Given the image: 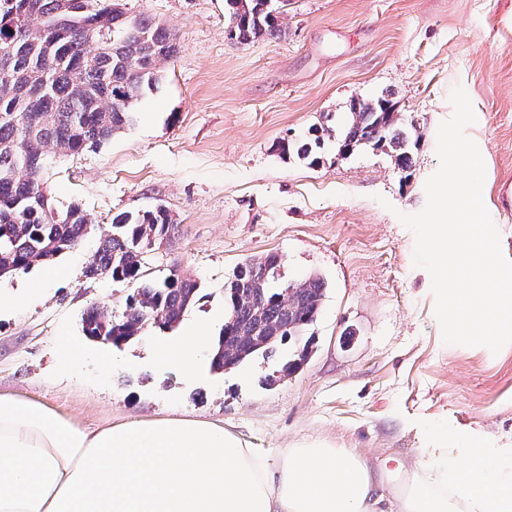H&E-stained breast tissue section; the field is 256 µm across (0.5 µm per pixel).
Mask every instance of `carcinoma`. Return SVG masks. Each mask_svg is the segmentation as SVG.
Wrapping results in <instances>:
<instances>
[{"instance_id": "cac0c4a2", "label": "carcinoma", "mask_w": 512, "mask_h": 512, "mask_svg": "<svg viewBox=\"0 0 512 512\" xmlns=\"http://www.w3.org/2000/svg\"><path fill=\"white\" fill-rule=\"evenodd\" d=\"M79 13L61 12V0H0V269L5 277L30 272L59 258L88 233L89 220L77 204L62 209L47 194L43 171L49 154L75 155L96 148L129 127L135 106L163 79L160 64L176 51L175 36L146 17H132L115 3L75 0ZM228 35L246 43L281 32L279 14L267 0H224ZM339 151L357 147L387 149L396 165L410 168L420 136L405 127L397 103L387 96L354 99L350 121L340 132L324 123L309 130L296 146L298 157L316 165L330 138ZM175 225L163 206L112 217L86 276L108 274L136 285L120 315L105 306L90 307L82 318L86 337L98 340L113 324L126 332L123 344L143 327L175 329L198 301L200 285L178 268L159 281L145 278L148 240L172 238ZM283 259L277 254L238 265L224 282L227 320L216 336L211 369L235 368L258 354L268 355L285 342L312 349L306 335L316 321L325 281L310 276L281 282ZM244 336L240 353L224 360L228 327ZM275 335L256 349L251 337Z\"/></svg>"}]
</instances>
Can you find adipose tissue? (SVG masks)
Listing matches in <instances>:
<instances>
[{
  "label": "adipose tissue",
  "mask_w": 512,
  "mask_h": 512,
  "mask_svg": "<svg viewBox=\"0 0 512 512\" xmlns=\"http://www.w3.org/2000/svg\"><path fill=\"white\" fill-rule=\"evenodd\" d=\"M212 343L205 325L191 326L156 351L155 366L192 376ZM427 426L435 443L399 512H512V448ZM390 474L323 442L282 449L273 463L197 419L86 430L0 393V512H378Z\"/></svg>",
  "instance_id": "obj_1"
}]
</instances>
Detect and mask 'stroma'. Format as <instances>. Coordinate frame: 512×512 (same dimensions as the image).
<instances>
[{"instance_id": "35a3bbf8", "label": "stroma", "mask_w": 512, "mask_h": 512, "mask_svg": "<svg viewBox=\"0 0 512 512\" xmlns=\"http://www.w3.org/2000/svg\"><path fill=\"white\" fill-rule=\"evenodd\" d=\"M131 15L177 35L164 79L136 107L134 124L98 148L50 156L44 179L57 205L80 204L91 231L53 266L41 298L0 309V392L45 403L75 425L191 417L264 454L326 441L359 451L398 475L418 472L423 419L512 442V347L445 346L429 273L415 266V235L399 220L426 204L439 167L437 130L455 87L476 116L465 129L484 159V204L512 259V0H288L282 31L241 44L226 34L224 0H124ZM390 96L422 135L400 171L380 149L339 153L320 164L293 146L325 120L345 125L355 98ZM162 205L175 235L146 268L197 280L199 301L182 324L224 325V283L235 267L270 253L285 280L318 276L326 293L311 328L312 352L275 384L294 351L278 346L193 379L158 372L148 351L169 331L145 330L120 346L94 342L82 317L100 303L121 314L131 285L90 279L101 237L118 212Z\"/></svg>"}]
</instances>
